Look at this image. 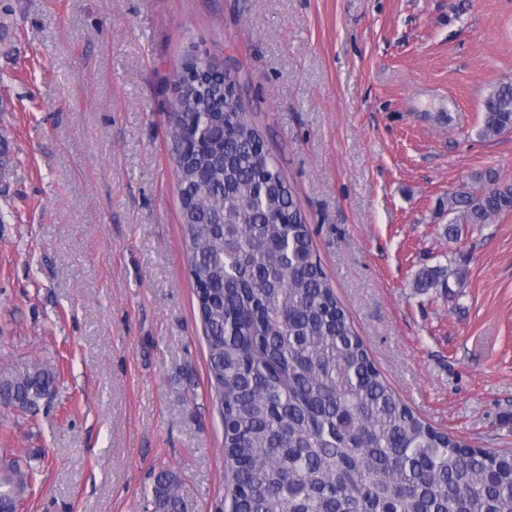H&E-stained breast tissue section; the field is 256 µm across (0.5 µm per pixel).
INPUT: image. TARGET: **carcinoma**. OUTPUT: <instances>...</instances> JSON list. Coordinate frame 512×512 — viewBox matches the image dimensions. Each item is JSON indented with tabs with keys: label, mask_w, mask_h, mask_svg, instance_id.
<instances>
[{
	"label": "carcinoma",
	"mask_w": 512,
	"mask_h": 512,
	"mask_svg": "<svg viewBox=\"0 0 512 512\" xmlns=\"http://www.w3.org/2000/svg\"><path fill=\"white\" fill-rule=\"evenodd\" d=\"M199 72L184 82L183 70ZM180 120L224 118V141L178 162L188 274L208 345L210 396L224 424L239 512H512V451L472 448L402 400L373 363L314 248L298 202L212 58L173 73ZM512 129V82L484 100L480 135ZM448 193V239L512 211V184ZM228 220L218 224L219 215ZM54 367L0 374V401L32 411L56 392ZM34 479L0 478V512H17ZM154 512H182L162 472Z\"/></svg>",
	"instance_id": "cac0c4a2"
}]
</instances>
